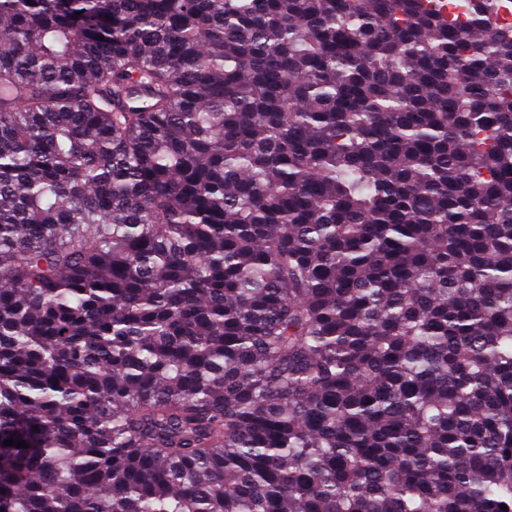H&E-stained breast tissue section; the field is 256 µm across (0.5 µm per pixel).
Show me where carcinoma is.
Here are the masks:
<instances>
[{
	"mask_svg": "<svg viewBox=\"0 0 512 512\" xmlns=\"http://www.w3.org/2000/svg\"><path fill=\"white\" fill-rule=\"evenodd\" d=\"M0 512H512V0H0Z\"/></svg>",
	"mask_w": 512,
	"mask_h": 512,
	"instance_id": "carcinoma-1",
	"label": "carcinoma"
}]
</instances>
